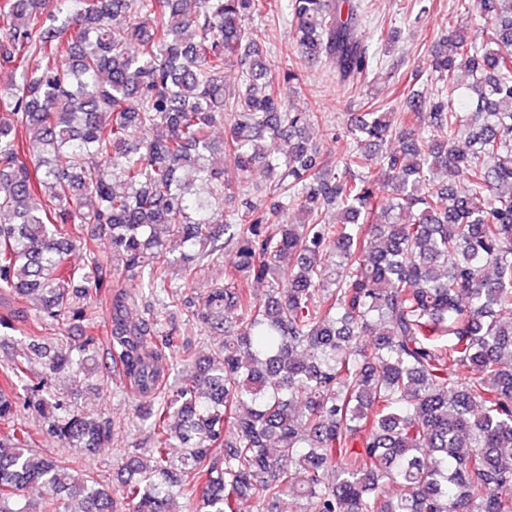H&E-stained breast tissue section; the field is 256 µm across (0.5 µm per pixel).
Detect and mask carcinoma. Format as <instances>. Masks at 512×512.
I'll return each instance as SVG.
<instances>
[{"label": "carcinoma", "instance_id": "1", "mask_svg": "<svg viewBox=\"0 0 512 512\" xmlns=\"http://www.w3.org/2000/svg\"><path fill=\"white\" fill-rule=\"evenodd\" d=\"M455 8L476 13L484 42L448 28L431 61L437 94L364 113L337 169L299 136L318 115L280 97L243 24L271 0H0V68L13 78L0 94V295L35 307L32 330L89 329L52 351L32 338L0 371V512H30L19 503L35 484L56 492L36 512H183L179 498L195 512L247 500L270 512L286 497L296 512H512V0ZM122 12L134 20L112 25ZM288 16L300 58L332 59L339 82L378 64L360 0H288ZM229 65L241 68L231 93ZM423 124L437 138L420 137ZM146 127L161 133L142 139ZM392 138L377 184L370 153ZM224 150L241 173H273L302 222L248 199L224 219L238 183L214 161ZM186 165L205 193L178 176ZM230 243L235 271L201 303L183 298L194 262ZM72 250L82 263L66 262ZM114 257L141 291L112 276V366L140 390L152 448L124 461L111 494L77 461L33 455L15 417L22 404L90 453L108 438L109 420L62 409L29 362L55 373L88 361L87 302ZM282 274L286 293L250 288ZM152 302L222 344L199 357L159 312L131 316ZM173 354L191 371L165 392Z\"/></svg>", "mask_w": 512, "mask_h": 512}]
</instances>
